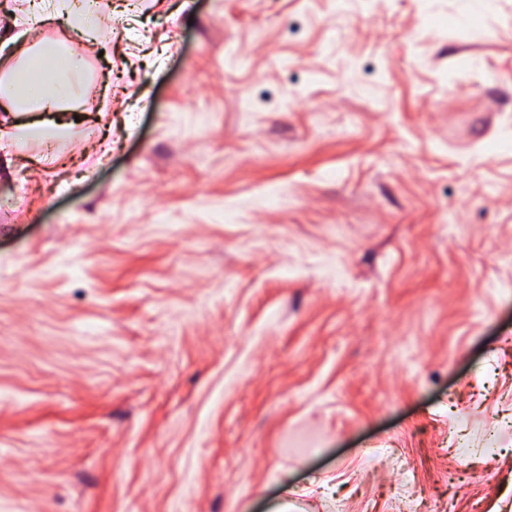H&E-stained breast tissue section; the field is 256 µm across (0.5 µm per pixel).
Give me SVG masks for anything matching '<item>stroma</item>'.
<instances>
[{"label":"stroma","mask_w":512,"mask_h":512,"mask_svg":"<svg viewBox=\"0 0 512 512\" xmlns=\"http://www.w3.org/2000/svg\"><path fill=\"white\" fill-rule=\"evenodd\" d=\"M0 149V512H488L512 478V0H112ZM69 128V125L58 123L54 120L45 121L43 123L20 124L15 126V129L19 132L21 137L38 139L55 138L65 133Z\"/></svg>","instance_id":"obj_1"}]
</instances>
